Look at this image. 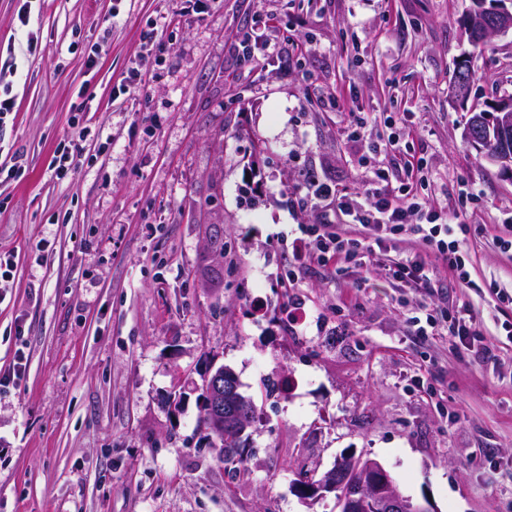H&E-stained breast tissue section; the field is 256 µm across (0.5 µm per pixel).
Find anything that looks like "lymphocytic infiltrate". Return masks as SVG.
I'll return each mask as SVG.
<instances>
[{"instance_id":"lymphocytic-infiltrate-1","label":"lymphocytic infiltrate","mask_w":512,"mask_h":512,"mask_svg":"<svg viewBox=\"0 0 512 512\" xmlns=\"http://www.w3.org/2000/svg\"><path fill=\"white\" fill-rule=\"evenodd\" d=\"M401 137L390 134L382 143L383 151L401 161L405 182L393 183L390 171L378 170L362 193H338L335 186L309 177L313 195L336 214L340 223L360 227L357 238L341 237L329 232L326 225L306 224L301 234L291 242L290 264L297 269L307 266L353 264L370 267L375 257L389 250L395 235L407 231L414 237L416 247L404 257L388 265V273L406 287L427 293L437 292L439 278L429 269L426 253H434L446 265L459 286L471 283L467 252L457 235L456 214L441 207L433 197L422 196L418 187L423 179V158L402 153Z\"/></svg>"}]
</instances>
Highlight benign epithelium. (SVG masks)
<instances>
[{
    "mask_svg": "<svg viewBox=\"0 0 512 512\" xmlns=\"http://www.w3.org/2000/svg\"><path fill=\"white\" fill-rule=\"evenodd\" d=\"M482 29L489 37L512 32V0H497L476 13L470 12L463 30ZM467 129L493 123L499 130L512 134V98L472 104L467 109ZM252 399L238 393L234 373L223 366L209 374L206 393L201 398V424L211 435L220 437L228 429L242 436L251 427L249 407ZM292 489L302 500H318L336 493L339 512H435L429 502L403 495L377 460L364 455L347 454L329 470L300 472Z\"/></svg>",
    "mask_w": 512,
    "mask_h": 512,
    "instance_id": "obj_1",
    "label": "benign epithelium"
}]
</instances>
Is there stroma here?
Wrapping results in <instances>:
<instances>
[{
	"label": "stroma",
	"instance_id": "35a3bbf8",
	"mask_svg": "<svg viewBox=\"0 0 512 512\" xmlns=\"http://www.w3.org/2000/svg\"><path fill=\"white\" fill-rule=\"evenodd\" d=\"M471 0H0V73L15 109L0 126V253L17 268L0 288V512H336L300 500L299 468L330 469L345 451L380 461L400 491L434 512H512V177L465 140L450 99L469 56L472 95H512V35L472 45ZM272 17L289 69L246 72L233 51ZM106 37L96 68L90 46ZM36 38L32 53L10 47ZM81 171L52 172L74 136ZM353 91L363 110L328 106ZM412 130L444 203L460 214L472 287L448 282L476 316L474 358L450 330L419 336L425 295L383 268L300 273L288 247L326 217L303 178L363 191L387 154L389 119ZM281 233L270 244L271 232ZM365 287H356L358 279ZM234 370L257 406L247 475L225 472L198 423L203 375ZM93 100L90 94L86 97L80 105L77 107V111L73 115L72 125L78 129V140H70L68 145H64L57 151V155L54 159V173L59 179L71 178L75 175L79 163L81 162L82 146L79 143L83 139V128H80V121H82L87 108V103Z\"/></svg>",
	"mask_w": 512,
	"mask_h": 512
}]
</instances>
